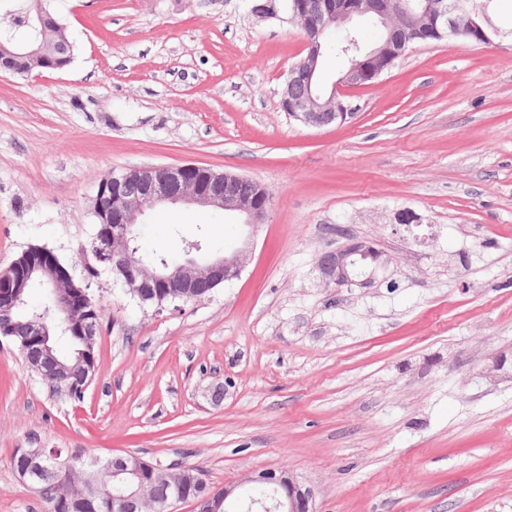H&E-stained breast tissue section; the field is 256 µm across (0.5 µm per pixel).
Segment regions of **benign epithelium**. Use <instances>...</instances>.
I'll use <instances>...</instances> for the list:
<instances>
[{
	"label": "benign epithelium",
	"instance_id": "benign-epithelium-1",
	"mask_svg": "<svg viewBox=\"0 0 512 512\" xmlns=\"http://www.w3.org/2000/svg\"><path fill=\"white\" fill-rule=\"evenodd\" d=\"M291 19L306 34L307 54L289 69L281 94V109L288 116L312 127L344 124L355 115L348 100V90L375 80L415 43L441 41L449 36L468 35L474 44L491 42L495 30L489 24L486 5L471 0H294ZM373 18L388 30L380 48L366 50L354 43V59L347 74L338 79L331 90L321 88L317 78V61L321 52L319 32L327 26L351 30L361 19ZM31 26L39 37L11 49H0V73L30 74L35 70H61L59 55L66 52L64 44H51L49 36L59 30L50 11L44 7L31 17ZM295 85L308 89V97L291 96ZM245 177L229 172H216L193 163L151 166L132 169L103 178L93 206L99 229L93 238L92 255L98 265L109 268L130 294L144 304L155 298V305L164 298L189 300L200 282L215 288L237 277L243 266V251L216 255L203 262L185 258L174 270L167 267L148 269L127 245L129 229L146 211L157 204H192L215 207L238 213L245 224L256 227L266 218L270 198L265 188L255 186L252 196L244 199L238 188ZM381 252L366 241H350L325 253L318 261L322 280L337 288L370 278L363 277ZM40 280L51 285L54 313L63 323L74 318L73 300L64 293L62 271L55 253L44 247L28 264H11L0 271V298L20 300L28 282ZM51 328L43 317L30 321V336L21 338L20 351L28 363L45 369L44 376L54 387L66 392L80 383L89 385L95 373V360L82 355L84 366L78 369L62 361L50 345ZM18 477L31 484L51 469L48 477L58 486L69 481L68 469L58 461L54 449L20 448ZM155 465L138 455L126 452L108 458L93 475L110 474L119 479L124 493L114 499V512H146L151 500L147 477ZM247 483L270 482L278 496L275 512H316L313 488L299 482L283 468L267 469L244 478ZM238 496V485L214 490L204 486L191 501L194 512H217L221 503Z\"/></svg>",
	"mask_w": 512,
	"mask_h": 512
}]
</instances>
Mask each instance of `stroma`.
<instances>
[{
	"label": "stroma",
	"mask_w": 512,
	"mask_h": 512,
	"mask_svg": "<svg viewBox=\"0 0 512 512\" xmlns=\"http://www.w3.org/2000/svg\"><path fill=\"white\" fill-rule=\"evenodd\" d=\"M258 2L56 0L72 63L0 74V269L41 245L82 277L113 172L194 163L270 195L255 228L192 206L144 217L145 250L201 236L245 266L159 310L92 279L83 400L51 397L0 341V512H45L18 448L130 451L215 488L283 467L316 512H512V0H492L491 43L414 45L324 128L282 112L305 35ZM352 239L387 265L327 286L320 256Z\"/></svg>",
	"instance_id": "35a3bbf8"
}]
</instances>
